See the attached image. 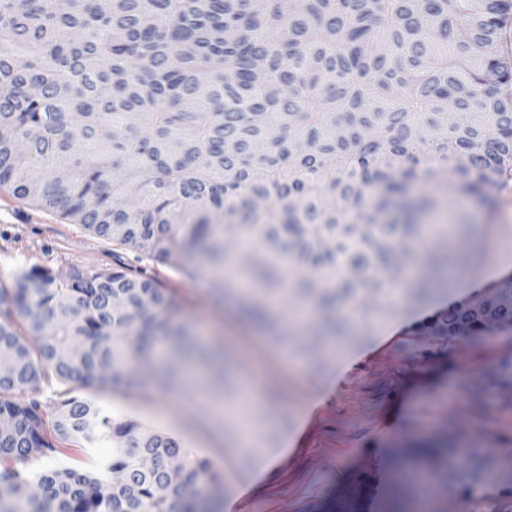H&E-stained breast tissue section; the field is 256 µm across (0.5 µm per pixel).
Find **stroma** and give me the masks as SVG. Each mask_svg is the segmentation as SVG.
Instances as JSON below:
<instances>
[{"mask_svg":"<svg viewBox=\"0 0 512 512\" xmlns=\"http://www.w3.org/2000/svg\"><path fill=\"white\" fill-rule=\"evenodd\" d=\"M0 286L24 271L73 268L141 272L174 294L199 344L219 352L231 383L222 397L207 375L161 393L120 382L64 386L46 373L31 399L53 425L60 393L95 401L118 420H134L178 438L223 474L213 512H512V329L477 339L438 335L425 325L456 301L487 287L512 291V271L473 282L455 264L453 290L421 302L403 286L388 296L355 298L337 316L335 340L314 343L311 305L282 301L269 325L218 299L186 262H155L69 223L53 211L0 192ZM512 225V190L488 204L451 197L424 218L412 263L428 267L450 250L494 264L512 256V234L459 240V216ZM466 449L464 471L448 461Z\"/></svg>","mask_w":512,"mask_h":512,"instance_id":"35a3bbf8","label":"stroma"}]
</instances>
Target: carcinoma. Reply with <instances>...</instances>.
<instances>
[{
	"label": "carcinoma",
	"mask_w": 512,
	"mask_h": 512,
	"mask_svg": "<svg viewBox=\"0 0 512 512\" xmlns=\"http://www.w3.org/2000/svg\"><path fill=\"white\" fill-rule=\"evenodd\" d=\"M512 0H0V189L160 263L192 267L221 294L252 284L264 319L288 294L281 268L331 318L360 290L400 276L396 242L416 239L437 178L484 202L512 176V57L500 35ZM136 197L130 207L125 198ZM217 210L251 220L254 249L224 248ZM465 322L512 326L511 294ZM0 512H211L224 477L175 437L61 395L59 440L112 443L93 469L41 466L56 451L35 389L49 366L67 384L177 378L192 334L174 295L124 270L38 269L0 287ZM43 337L32 347L22 332ZM177 457L174 469L139 468Z\"/></svg>",
	"instance_id": "obj_1"
}]
</instances>
